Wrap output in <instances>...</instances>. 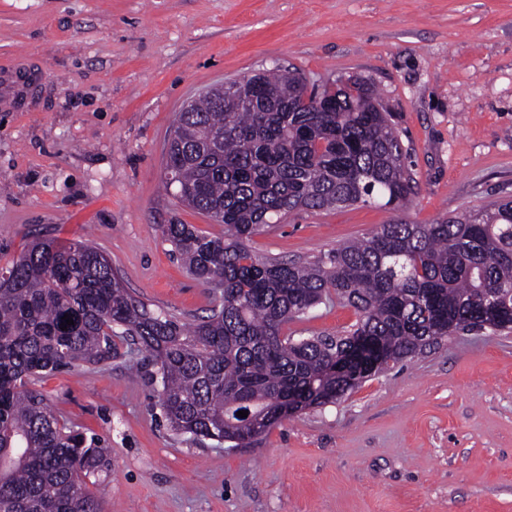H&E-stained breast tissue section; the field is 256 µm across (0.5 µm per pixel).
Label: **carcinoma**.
I'll return each instance as SVG.
<instances>
[{"instance_id": "1", "label": "carcinoma", "mask_w": 512, "mask_h": 512, "mask_svg": "<svg viewBox=\"0 0 512 512\" xmlns=\"http://www.w3.org/2000/svg\"><path fill=\"white\" fill-rule=\"evenodd\" d=\"M293 67L214 87L173 122L167 185L225 226L164 224L176 259L218 293L181 322L132 295L86 242L38 240L0 268V512H101L88 490L101 440L50 413L33 381L112 358V338L150 353L167 426L248 446L280 420L431 348L434 337L512 329V200L433 224L396 220L315 261L259 258L249 242L297 210L373 203L413 190L406 151L372 86L336 78L306 94ZM336 300L343 335L294 338L289 323ZM73 324L66 325V318ZM245 410L250 418L236 416Z\"/></svg>"}]
</instances>
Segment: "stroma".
<instances>
[{
    "instance_id": "1",
    "label": "stroma",
    "mask_w": 512,
    "mask_h": 512,
    "mask_svg": "<svg viewBox=\"0 0 512 512\" xmlns=\"http://www.w3.org/2000/svg\"><path fill=\"white\" fill-rule=\"evenodd\" d=\"M0 267L37 238L92 241L152 308L189 322L213 292L161 227L223 225L164 183V147L207 88L293 66L368 80L415 181L398 209L300 210L250 241L313 261L397 219L431 224L512 197V0H0ZM319 305L294 337L346 332ZM112 359L44 377L60 420L107 441L90 484L104 512H512V332L446 338L341 399L230 450L173 434L142 366Z\"/></svg>"
}]
</instances>
